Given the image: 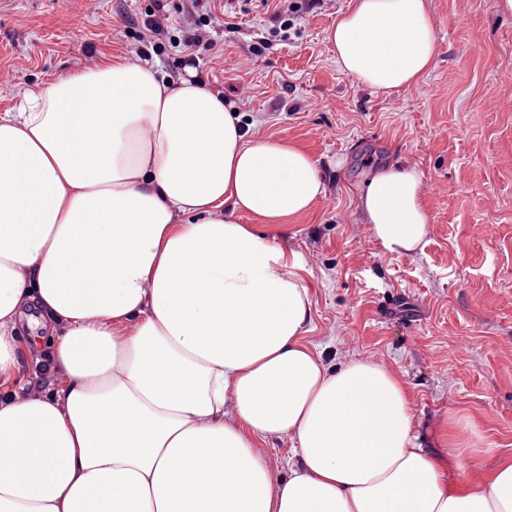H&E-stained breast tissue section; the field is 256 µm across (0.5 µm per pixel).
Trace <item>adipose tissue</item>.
<instances>
[{"instance_id":"obj_1","label":"adipose tissue","mask_w":512,"mask_h":512,"mask_svg":"<svg viewBox=\"0 0 512 512\" xmlns=\"http://www.w3.org/2000/svg\"><path fill=\"white\" fill-rule=\"evenodd\" d=\"M329 40L388 93L437 56L427 0H354ZM24 101L0 117V512H512V457L470 478L451 434L447 469L398 377L303 343L297 259L254 223L324 195L308 152L247 137L190 68L111 60ZM360 206L386 251L420 246L414 167L376 172ZM23 319L46 375H19ZM274 436L299 451L283 479L255 448Z\"/></svg>"}]
</instances>
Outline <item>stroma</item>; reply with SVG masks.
I'll list each match as a JSON object with an SVG mask.
<instances>
[{
    "instance_id": "stroma-1",
    "label": "stroma",
    "mask_w": 512,
    "mask_h": 512,
    "mask_svg": "<svg viewBox=\"0 0 512 512\" xmlns=\"http://www.w3.org/2000/svg\"><path fill=\"white\" fill-rule=\"evenodd\" d=\"M353 0L302 10L260 57L284 0H209L221 26L200 77L231 101L253 138L311 153L328 192L304 215L262 224L296 253L309 290L303 342L339 369L360 359L403 382L418 443L466 436L483 469L512 456V15L496 0H429L438 51L416 87L369 89L336 63L328 35ZM150 0H0V115L27 90L130 58L126 28ZM235 26L226 34L225 25ZM391 162L416 168L428 224L421 250L387 252L359 198Z\"/></svg>"
}]
</instances>
